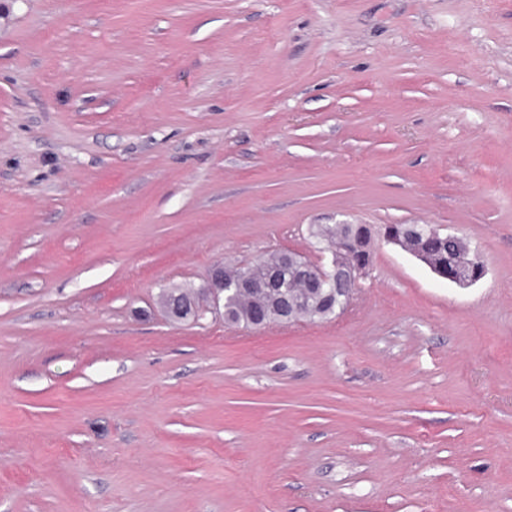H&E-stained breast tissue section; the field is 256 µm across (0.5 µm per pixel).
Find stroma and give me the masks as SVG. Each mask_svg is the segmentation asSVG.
<instances>
[{
  "instance_id": "stroma-1",
  "label": "stroma",
  "mask_w": 512,
  "mask_h": 512,
  "mask_svg": "<svg viewBox=\"0 0 512 512\" xmlns=\"http://www.w3.org/2000/svg\"><path fill=\"white\" fill-rule=\"evenodd\" d=\"M355 303L251 329L162 289L312 224ZM0 512H512V0H11ZM341 229V224H312L309 225L308 233L315 248H331L336 245L338 253L344 247L342 242H336ZM347 225L348 248L343 252V258L362 268H368L371 264L374 247L377 236L387 233L397 234L403 231H412L421 229L422 224H387L382 230L375 233L369 224H344ZM423 232L430 237L438 238L441 236L439 228L432 225H424ZM448 268H430L438 277L448 280L461 288H467L480 281L487 268L479 252L470 248L461 257H452ZM162 290H168L172 293H166L163 295L165 306L169 312V314L177 320H183L185 317H187L186 311H187V305L182 304L181 300L179 299V296L173 295L174 294H180L181 298L189 303L194 300L195 293L194 289L192 288H167ZM189 311L190 305H189Z\"/></svg>"
}]
</instances>
